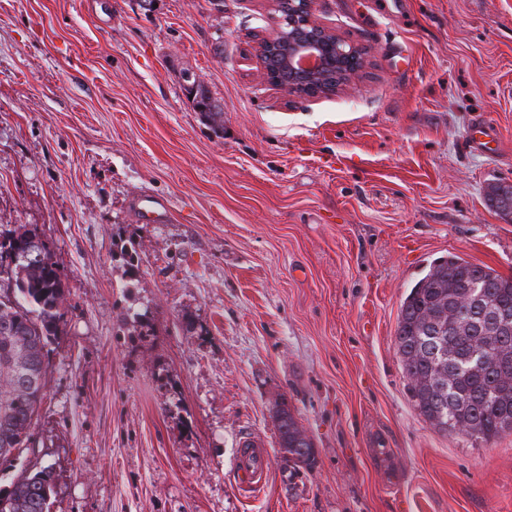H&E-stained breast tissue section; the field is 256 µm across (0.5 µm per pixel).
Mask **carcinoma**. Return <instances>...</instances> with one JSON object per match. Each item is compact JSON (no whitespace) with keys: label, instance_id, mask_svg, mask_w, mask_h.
Listing matches in <instances>:
<instances>
[{"label":"carcinoma","instance_id":"obj_1","mask_svg":"<svg viewBox=\"0 0 512 512\" xmlns=\"http://www.w3.org/2000/svg\"><path fill=\"white\" fill-rule=\"evenodd\" d=\"M196 108H221L201 84ZM68 291L34 224L0 231V464L31 449L48 382V346L65 325ZM396 346L410 401L445 434L487 444L512 419V278L457 255L437 261L405 296ZM280 448L298 467L316 463L311 439L283 409ZM18 455H13V452ZM51 467L0 489V512H50Z\"/></svg>","mask_w":512,"mask_h":512}]
</instances>
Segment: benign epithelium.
<instances>
[{"instance_id": "1", "label": "benign epithelium", "mask_w": 512, "mask_h": 512, "mask_svg": "<svg viewBox=\"0 0 512 512\" xmlns=\"http://www.w3.org/2000/svg\"><path fill=\"white\" fill-rule=\"evenodd\" d=\"M315 0H288V16L253 49L264 80L280 87L283 75L296 95L318 97L351 86L369 63L368 50L338 36L314 16Z\"/></svg>"}]
</instances>
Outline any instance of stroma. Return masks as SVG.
I'll return each instance as SVG.
<instances>
[{
    "mask_svg": "<svg viewBox=\"0 0 512 512\" xmlns=\"http://www.w3.org/2000/svg\"><path fill=\"white\" fill-rule=\"evenodd\" d=\"M155 2L0 0V224L38 225L69 293L0 489L48 466L50 512H512V433L435 430L395 345L437 260L512 278V0H317L371 63L314 99L260 76L267 0ZM187 82L190 84H196L197 93L194 97H192L193 102L195 103L196 108L200 112H205V114L215 120L221 117V108L215 99L212 98L209 91L200 83H197L196 80L190 81L189 78ZM280 448L288 455V461L295 466L311 470L316 457L311 439L298 427L297 422L288 409H282L277 418ZM235 468L243 492L259 491L265 486L270 472L269 449L257 439L245 438L240 443Z\"/></svg>",
    "mask_w": 512,
    "mask_h": 512,
    "instance_id": "35a3bbf8",
    "label": "stroma"
}]
</instances>
